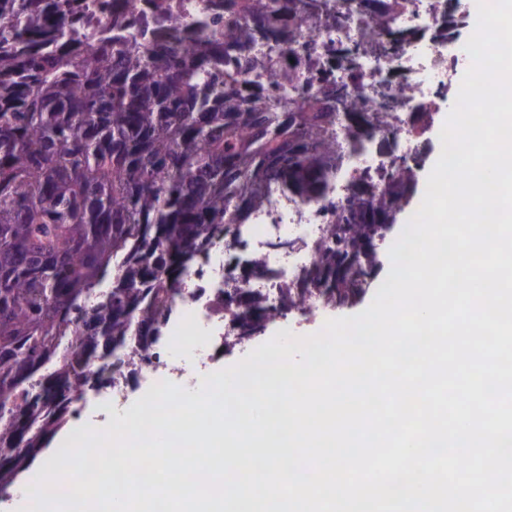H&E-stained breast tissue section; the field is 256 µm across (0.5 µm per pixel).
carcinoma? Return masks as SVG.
<instances>
[{
    "label": "carcinoma",
    "instance_id": "obj_1",
    "mask_svg": "<svg viewBox=\"0 0 512 512\" xmlns=\"http://www.w3.org/2000/svg\"><path fill=\"white\" fill-rule=\"evenodd\" d=\"M119 2L95 31L89 0H0V493L69 425L89 374L105 383L134 327L141 352L157 346L170 290L213 245L269 194L325 195L344 165L335 94L296 112L233 72L263 64L249 55L256 32L280 38L316 0H223L236 13L223 32L196 41L170 27L146 48L123 38ZM348 107L353 137L387 123ZM414 192L413 168L360 184L281 307L305 281L348 300L355 279L338 257ZM224 309L240 329L271 319L249 289Z\"/></svg>",
    "mask_w": 512,
    "mask_h": 512
}]
</instances>
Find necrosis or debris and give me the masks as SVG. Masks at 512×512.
<instances>
[{
	"mask_svg": "<svg viewBox=\"0 0 512 512\" xmlns=\"http://www.w3.org/2000/svg\"><path fill=\"white\" fill-rule=\"evenodd\" d=\"M218 2L127 0L126 8L132 34H139L146 19L189 23L205 16L209 25L199 34L206 37L224 29V11ZM386 4L387 21L382 24L365 15H338L336 0H326L318 16L298 19L294 37L256 41L254 51L264 64L241 69L246 86L263 89L274 99L287 96L292 102L338 86L365 111L387 113L389 127L373 132L361 147L347 150L345 165L325 197H273L253 214L238 240L215 244L206 264L189 270L187 287L173 289L170 295L177 318L162 346L147 358L133 345L115 355L121 368L110 373L104 391L118 416L129 413L125 402L129 369L141 377H176L188 395L198 394L197 372L210 356L215 329H223L225 344L234 340V316L224 312L221 301L233 287L224 269L237 256L256 261L252 288L282 327L317 317L328 307L327 298L314 288L286 310L280 297L315 260L330 224L336 223L359 179L380 184L417 162L423 135L415 117L446 97L448 78L458 67L450 42L430 36L448 17L446 0H386ZM357 45L362 51L354 64L342 61L341 49Z\"/></svg>",
	"mask_w": 512,
	"mask_h": 512,
	"instance_id": "4bbe7bcc",
	"label": "necrosis or debris"
}]
</instances>
